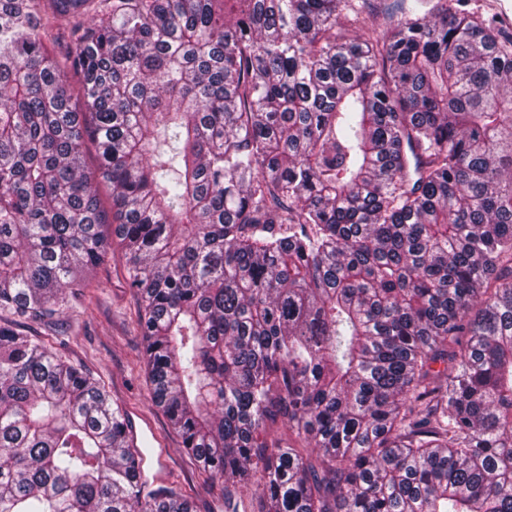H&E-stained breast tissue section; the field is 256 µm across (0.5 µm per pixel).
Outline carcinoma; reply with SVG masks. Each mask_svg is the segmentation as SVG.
I'll return each instance as SVG.
<instances>
[{
    "instance_id": "cac0c4a2",
    "label": "carcinoma",
    "mask_w": 512,
    "mask_h": 512,
    "mask_svg": "<svg viewBox=\"0 0 512 512\" xmlns=\"http://www.w3.org/2000/svg\"><path fill=\"white\" fill-rule=\"evenodd\" d=\"M343 6L0 0V313L79 306L112 226L152 403L257 512H512V37L398 0L348 38ZM142 463L0 325V512H193Z\"/></svg>"
}]
</instances>
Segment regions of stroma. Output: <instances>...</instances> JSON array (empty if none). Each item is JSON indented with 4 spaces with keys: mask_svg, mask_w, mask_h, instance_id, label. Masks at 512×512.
<instances>
[{
    "mask_svg": "<svg viewBox=\"0 0 512 512\" xmlns=\"http://www.w3.org/2000/svg\"><path fill=\"white\" fill-rule=\"evenodd\" d=\"M83 308L66 316L64 354L109 391L133 426L146 471L165 468L171 488L188 497L196 512H253L252 490L225 494L187 454L165 413L151 401L137 321L140 301L125 276L120 243L89 274Z\"/></svg>",
    "mask_w": 512,
    "mask_h": 512,
    "instance_id": "35a3bbf8",
    "label": "stroma"
}]
</instances>
